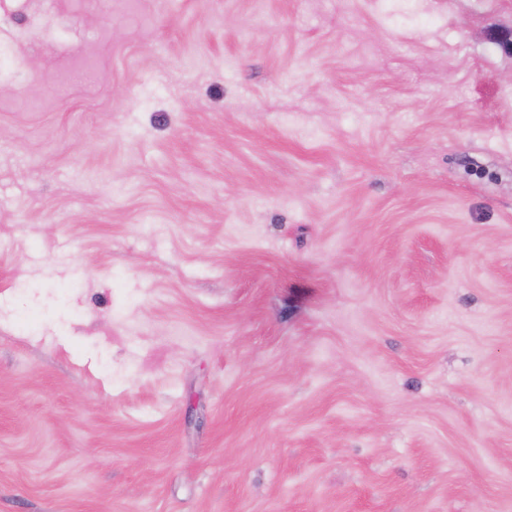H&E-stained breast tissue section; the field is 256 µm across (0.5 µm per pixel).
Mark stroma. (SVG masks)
I'll list each match as a JSON object with an SVG mask.
<instances>
[{
	"mask_svg": "<svg viewBox=\"0 0 512 512\" xmlns=\"http://www.w3.org/2000/svg\"><path fill=\"white\" fill-rule=\"evenodd\" d=\"M0 48V512H512V0Z\"/></svg>",
	"mask_w": 512,
	"mask_h": 512,
	"instance_id": "stroma-1",
	"label": "stroma"
}]
</instances>
